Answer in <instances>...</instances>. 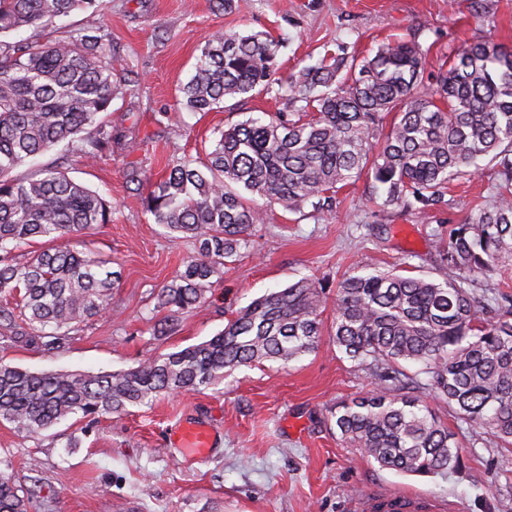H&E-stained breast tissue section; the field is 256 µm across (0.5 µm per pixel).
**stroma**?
<instances>
[{
    "label": "stroma",
    "instance_id": "stroma-1",
    "mask_svg": "<svg viewBox=\"0 0 512 512\" xmlns=\"http://www.w3.org/2000/svg\"><path fill=\"white\" fill-rule=\"evenodd\" d=\"M103 27L126 69L121 93L104 121L111 152L85 158L61 145L17 168L27 179L65 161L66 171L112 203V221L87 237V248L111 259L121 277L109 313L71 332L67 345L47 350L0 337V358L33 372L113 371L200 343L223 329L240 308L267 291L307 275L337 279L359 269L450 278L437 238L442 223H462L474 208L493 203L502 180L495 164L448 186V209L403 211L369 199L360 177L319 209L266 207L246 247L221 267L205 301L168 319L158 294L194 254L190 239H172L154 224L142 199L167 159L205 161L219 130L248 117L287 111L285 99L260 94L193 113L178 102L218 31L268 32L282 38L280 79L344 47L365 56L383 41L403 37L425 51L423 86L474 40L512 45V0H234L217 11L212 0H103L101 16L76 12L55 29L25 27L14 41L42 43L68 31ZM316 352L288 366L267 361L242 367L202 391L187 390L91 423L72 416L38 436L0 423V463L17 485L32 490L28 512H349L372 488L425 495L438 512H512V449L478 426L457 420L429 392L421 397L453 429L466 467L445 477L400 475L347 447L328 410L337 401L369 393L367 366L333 342L332 305ZM188 422L209 424L214 454L185 457L174 432Z\"/></svg>",
    "mask_w": 512,
    "mask_h": 512
}]
</instances>
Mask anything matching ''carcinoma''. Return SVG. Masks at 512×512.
<instances>
[{
	"mask_svg": "<svg viewBox=\"0 0 512 512\" xmlns=\"http://www.w3.org/2000/svg\"><path fill=\"white\" fill-rule=\"evenodd\" d=\"M100 0H0V294L20 297L19 313L0 309L12 338L46 349L111 308L109 261L67 246L16 261L34 237L81 242L112 208L58 165L19 181L12 172L62 142L95 158L112 149L99 121L120 93L124 67L103 36L78 29L44 44L10 42L9 33L49 30ZM279 42L264 32H217L182 85L181 104L210 112L228 99L274 94L292 104L265 122L250 117L219 132L203 167L190 156L168 164L144 208L170 236L193 241L195 255L160 292L180 314L205 300L208 280L247 243L263 206L293 211L331 200L362 174L383 191L385 207L442 210L448 184L480 161L506 177L493 204L448 231L441 261L455 276L438 282L395 271L313 277L268 292L210 339L112 372H31L0 361V422L30 434L72 415L96 421L161 395L215 386L241 367L287 365L317 348L326 289L336 288L334 342L369 366L376 388L329 409L341 440L382 469L446 476L462 469L456 433L415 391L418 376L458 419L512 447V298L489 311L476 291L512 264V50L482 39L466 46L433 86L418 92L425 53L414 41L380 45L361 58L324 56L276 79ZM397 114L383 139L384 116ZM248 192L263 200L252 204ZM416 364L411 374L406 365ZM29 497L0 470V512H28Z\"/></svg>",
	"mask_w": 512,
	"mask_h": 512,
	"instance_id": "1",
	"label": "carcinoma"
}]
</instances>
